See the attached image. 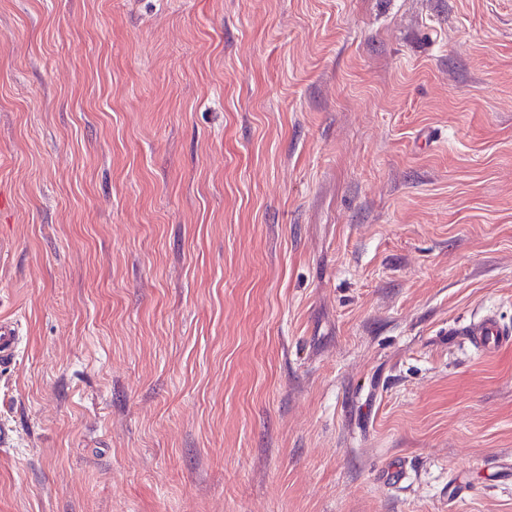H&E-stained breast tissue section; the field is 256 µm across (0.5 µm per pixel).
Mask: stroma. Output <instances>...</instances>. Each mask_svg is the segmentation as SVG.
Instances as JSON below:
<instances>
[{
  "label": "stroma",
  "mask_w": 512,
  "mask_h": 512,
  "mask_svg": "<svg viewBox=\"0 0 512 512\" xmlns=\"http://www.w3.org/2000/svg\"><path fill=\"white\" fill-rule=\"evenodd\" d=\"M486 315L512 0H0V512H512ZM466 335L477 349L486 353L512 347V328L500 325L491 317L471 322ZM20 336L17 321L0 318V368L12 366L19 352Z\"/></svg>",
  "instance_id": "1"
}]
</instances>
